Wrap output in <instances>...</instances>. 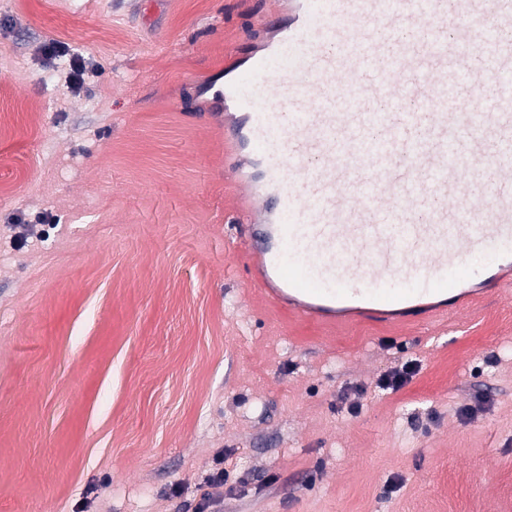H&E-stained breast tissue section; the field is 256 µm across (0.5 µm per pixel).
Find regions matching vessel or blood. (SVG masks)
Returning a JSON list of instances; mask_svg holds the SVG:
<instances>
[{
	"mask_svg": "<svg viewBox=\"0 0 512 512\" xmlns=\"http://www.w3.org/2000/svg\"><path fill=\"white\" fill-rule=\"evenodd\" d=\"M224 58L250 280L384 322L512 285V0H270Z\"/></svg>",
	"mask_w": 512,
	"mask_h": 512,
	"instance_id": "obj_1",
	"label": "vessel or blood"
}]
</instances>
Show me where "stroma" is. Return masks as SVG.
I'll return each instance as SVG.
<instances>
[{
    "label": "stroma",
    "instance_id": "1",
    "mask_svg": "<svg viewBox=\"0 0 512 512\" xmlns=\"http://www.w3.org/2000/svg\"><path fill=\"white\" fill-rule=\"evenodd\" d=\"M266 8L0 0V512L512 502V287L375 326L302 317L247 277L203 88ZM52 39L84 59L77 92ZM412 364L406 362L400 368H393L379 378L376 387L381 390H397L408 380L412 373Z\"/></svg>",
    "mask_w": 512,
    "mask_h": 512
}]
</instances>
